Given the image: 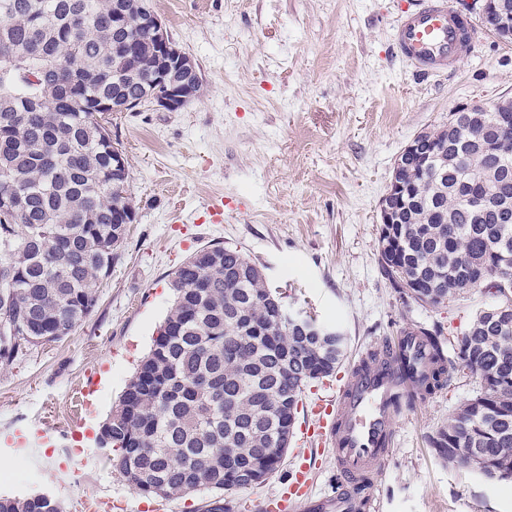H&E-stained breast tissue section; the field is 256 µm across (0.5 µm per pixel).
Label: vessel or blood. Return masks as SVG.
Segmentation results:
<instances>
[{"label":"vessel or blood","mask_w":512,"mask_h":512,"mask_svg":"<svg viewBox=\"0 0 512 512\" xmlns=\"http://www.w3.org/2000/svg\"><path fill=\"white\" fill-rule=\"evenodd\" d=\"M477 38L469 10L451 0H424L404 10L393 34L396 53L424 75L453 69ZM397 362L385 368L348 374L335 398L312 409L316 423L309 434L324 436L332 446L340 486L335 495L318 501L317 512H378L374 497L353 495L355 484L388 458L395 435L394 397L413 393L429 364L428 345L415 329L400 331L390 344ZM51 437L46 427H15L0 434L7 451L36 455ZM310 481L303 464L268 497L264 512H288L297 499H308Z\"/></svg>","instance_id":"b4317fda"}]
</instances>
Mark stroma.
<instances>
[{
    "instance_id": "stroma-1",
    "label": "stroma",
    "mask_w": 512,
    "mask_h": 512,
    "mask_svg": "<svg viewBox=\"0 0 512 512\" xmlns=\"http://www.w3.org/2000/svg\"><path fill=\"white\" fill-rule=\"evenodd\" d=\"M412 0H151L203 87L176 112H116L136 220L97 282L95 310L60 341L0 365V432L42 421L98 430L146 354L172 301L171 274L195 250H241L285 292L290 312L337 324L339 375L399 329L441 324L459 336L494 299L474 288L438 307L401 297L379 266L380 202L395 160L457 106L512 96V41L489 31L451 73L422 77L391 35ZM223 203L214 222L206 207ZM478 387L467 369L396 418L395 443L371 474L382 512H512V481L438 458L430 438ZM48 478L0 456V493L54 495L139 512L95 442L43 445Z\"/></svg>"
}]
</instances>
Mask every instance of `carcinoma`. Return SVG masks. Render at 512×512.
Listing matches in <instances>:
<instances>
[{
  "instance_id": "1",
  "label": "carcinoma",
  "mask_w": 512,
  "mask_h": 512,
  "mask_svg": "<svg viewBox=\"0 0 512 512\" xmlns=\"http://www.w3.org/2000/svg\"><path fill=\"white\" fill-rule=\"evenodd\" d=\"M0 0V168L24 191L0 222V364L69 334L98 303L93 284L112 271L134 211L128 182H113L109 119L100 106L163 96L156 80L150 0ZM451 112L432 129L447 150L443 175L406 158L412 192L400 223L379 230L381 273L401 295L440 306L482 287L496 304L448 343L418 325L432 353L424 393L444 389L461 364L476 394L430 443L450 464L490 480L512 478V141L497 112ZM173 303L149 352L102 424L99 448L146 497L201 490L206 512H232L239 485H259L291 447L307 387L339 367L345 336L287 308L239 250L207 246L174 272ZM0 512H61L50 494H0Z\"/></svg>"
}]
</instances>
